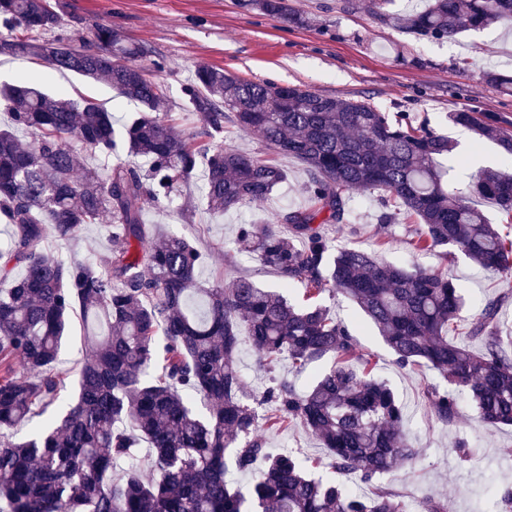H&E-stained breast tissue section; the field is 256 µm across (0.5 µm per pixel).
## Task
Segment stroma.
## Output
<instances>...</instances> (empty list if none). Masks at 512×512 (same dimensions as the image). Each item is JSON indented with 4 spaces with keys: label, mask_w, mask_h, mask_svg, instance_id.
Instances as JSON below:
<instances>
[{
    "label": "stroma",
    "mask_w": 512,
    "mask_h": 512,
    "mask_svg": "<svg viewBox=\"0 0 512 512\" xmlns=\"http://www.w3.org/2000/svg\"><path fill=\"white\" fill-rule=\"evenodd\" d=\"M291 6L316 18L314 26H296L282 19L245 9L241 0H49L64 21V34L91 36L106 24L125 38L150 48L162 63L154 79L169 89V110L180 128L197 126L184 105L182 90L198 65L208 64L239 78L300 87L319 94L361 99L386 112H404L448 134L454 149L445 160L449 186L466 188L471 173L481 168L505 167V156L493 140L476 139L466 129L448 122L449 112L467 109L487 112L512 122V96L487 83L482 74L494 69L512 73V32L499 24L469 31L457 38H417L381 23L371 13L370 0L349 10L346 0H289ZM21 77L39 79L48 91L65 90L71 97H90L124 121L137 111L136 103L106 83L58 72L39 60L0 57V82ZM232 144L245 152L274 160L286 173L285 181L258 204L210 213L202 202V177H195L185 195L168 211L146 208L144 221L153 233L174 232L189 239L199 251L202 279L230 283L250 278L266 288L278 277L258 259L236 252L234 240L242 223L269 218L286 208L307 205V173L302 162L269 150L254 137L230 132ZM380 193H354L350 223L329 226L336 247L379 252L411 269H444L464 295L466 321L478 317L486 302H502L498 321L503 338L512 337V275L506 276L469 260L461 252L442 257L437 252H415L401 224L377 223ZM48 251L98 259L109 253L112 240L99 224L89 225L76 238L51 239ZM330 315L354 335L360 355L376 364L375 375L385 380L405 407L406 431L418 457L383 479L409 508L422 500L447 501L449 512H495L501 494L512 489V428L479 422L468 401H461L455 419L439 420L426 400L428 387L439 384L437 372L403 367L359 308L342 295L323 294ZM85 358L84 327L72 315L58 363L66 378L60 391L68 403L76 374ZM237 364L247 390L262 393L272 379H285L305 390L330 366L322 359L298 371L281 364L266 372L250 344H242ZM267 448L289 451L301 459L318 461L317 473L331 476V458L322 442L300 424L281 429L259 427ZM463 453H456V446Z\"/></svg>",
    "instance_id": "1"
}]
</instances>
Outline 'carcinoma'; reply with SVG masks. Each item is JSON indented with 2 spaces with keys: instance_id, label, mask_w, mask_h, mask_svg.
I'll return each instance as SVG.
<instances>
[{
  "instance_id": "obj_1",
  "label": "carcinoma",
  "mask_w": 512,
  "mask_h": 512,
  "mask_svg": "<svg viewBox=\"0 0 512 512\" xmlns=\"http://www.w3.org/2000/svg\"><path fill=\"white\" fill-rule=\"evenodd\" d=\"M246 2L289 23L312 22L288 0ZM394 2L373 0L371 12L418 37L451 39L512 21V0H430L419 11L395 10ZM60 24L48 0H0V56L103 81L142 110L117 129L112 113L92 99L52 94L32 81L0 84V107L11 117L0 128V224L12 227L0 249V512H408L385 487L364 498L336 481L357 474L373 483L415 462L417 452L394 391L360 360L350 330L318 303L326 292L354 302L399 365L428 367L451 386L427 392L439 419H453L466 397L481 422L512 426V353L498 331L499 301L471 323L468 335L482 344L472 353L449 338L464 303L447 273L338 248L325 229L349 223L351 193L380 190V220L418 225L415 248H441L446 256L455 247L511 274L512 241L444 183L438 159L452 151L447 136L404 112L241 81L209 65L197 67L196 82L184 89L200 122L186 132L167 118V87L149 76L160 67L149 48L107 25L82 43L30 36ZM484 77L512 95V76L489 70ZM448 120L497 141L512 162V132L496 116L458 110ZM227 122L307 171L308 205L243 224L235 239L237 252L255 253L275 271L280 291L247 278L205 283L186 238L145 230L146 208L169 207L200 163L212 213L260 202L284 182L273 161L225 143ZM19 129L32 143L19 139ZM80 150L124 151L148 166L119 158L102 174L79 168ZM468 194L492 201L512 224V174L482 169ZM102 222L115 248L98 261L45 250L50 236L73 238ZM295 282L306 285L302 304L284 294ZM77 308L103 319L107 334L87 338L72 400L15 440L14 428L57 404L59 349ZM244 340L269 370L284 358L299 367L333 362L303 392L280 381L251 394L236 365ZM198 396L204 414L193 410ZM293 422L329 449L332 477L270 452L256 434L262 423ZM119 460L126 468L116 476ZM230 462L256 474L248 491L229 485Z\"/></svg>"
}]
</instances>
